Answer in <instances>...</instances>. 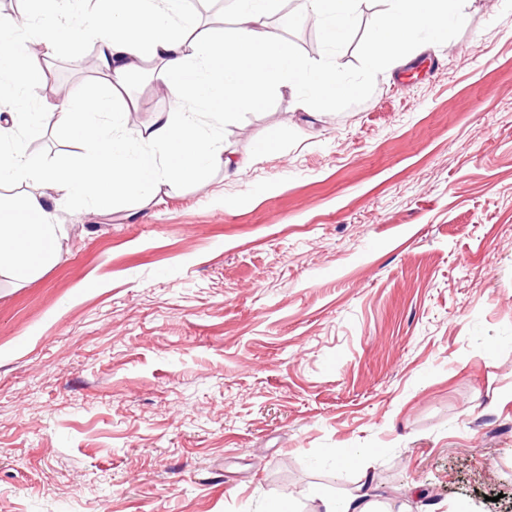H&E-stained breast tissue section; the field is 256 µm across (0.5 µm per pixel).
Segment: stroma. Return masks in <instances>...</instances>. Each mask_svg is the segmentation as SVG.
<instances>
[{"label": "stroma", "mask_w": 512, "mask_h": 512, "mask_svg": "<svg viewBox=\"0 0 512 512\" xmlns=\"http://www.w3.org/2000/svg\"><path fill=\"white\" fill-rule=\"evenodd\" d=\"M385 9L331 50L275 0L356 94L311 118L269 93L222 131L252 166L68 203L56 262L0 271V512H512V0L370 75ZM83 49L43 97L102 90ZM128 92L127 129L170 108L145 72ZM20 136L45 167L83 151L55 119Z\"/></svg>", "instance_id": "obj_1"}]
</instances>
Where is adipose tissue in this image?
Listing matches in <instances>:
<instances>
[{"instance_id":"1","label":"adipose tissue","mask_w":512,"mask_h":512,"mask_svg":"<svg viewBox=\"0 0 512 512\" xmlns=\"http://www.w3.org/2000/svg\"><path fill=\"white\" fill-rule=\"evenodd\" d=\"M29 0L21 14L0 18V185L40 181L44 194L23 202H0V267L20 279L57 258L61 231L55 207L79 198L91 208L110 206L122 194L156 196L170 179H194L213 168L243 169L248 158L224 152L221 129L243 105L262 102L267 90L288 92L295 107L312 114L316 101L357 92L333 60L307 62L294 56L278 29L260 24L269 0H235L231 31L192 38L196 23L183 0ZM462 0H388L378 35L366 52L368 72L406 67L405 50L421 30L443 36L461 23ZM359 0H304L326 44L350 27ZM96 47L94 67L105 90L76 93L58 88L55 103L40 93L50 53ZM171 100L147 127L124 131L113 118L122 112L114 91L144 63ZM59 112L62 123L84 141L83 154L68 166L37 167L15 132Z\"/></svg>"}]
</instances>
